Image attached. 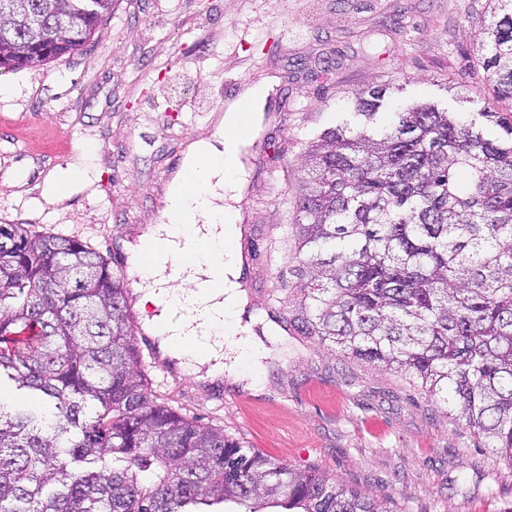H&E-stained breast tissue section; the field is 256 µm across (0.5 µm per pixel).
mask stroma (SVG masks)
<instances>
[{"label": "stroma", "instance_id": "obj_1", "mask_svg": "<svg viewBox=\"0 0 512 512\" xmlns=\"http://www.w3.org/2000/svg\"><path fill=\"white\" fill-rule=\"evenodd\" d=\"M492 0H113L90 43L60 61L0 69V224L75 236L128 271L127 243L167 221L168 190L226 101L273 83L233 199L262 350L225 342L238 381L202 385L144 356L158 400L297 469H316L395 512H512V466L412 376L300 335L303 263L292 236L305 154L351 119L355 95L475 113L471 73ZM83 179L46 204L58 169Z\"/></svg>", "mask_w": 512, "mask_h": 512}]
</instances>
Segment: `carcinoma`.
<instances>
[{"label": "carcinoma", "instance_id": "obj_1", "mask_svg": "<svg viewBox=\"0 0 512 512\" xmlns=\"http://www.w3.org/2000/svg\"><path fill=\"white\" fill-rule=\"evenodd\" d=\"M481 24L486 136L433 103L356 121L311 146L297 200L305 336L413 376L512 465V0ZM112 0H11L0 69L81 50ZM124 277L82 240L0 224V512H392L157 401Z\"/></svg>", "mask_w": 512, "mask_h": 512}]
</instances>
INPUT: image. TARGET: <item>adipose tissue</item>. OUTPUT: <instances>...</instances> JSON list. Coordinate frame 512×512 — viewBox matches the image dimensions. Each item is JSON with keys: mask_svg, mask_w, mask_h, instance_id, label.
Masks as SVG:
<instances>
[{"mask_svg": "<svg viewBox=\"0 0 512 512\" xmlns=\"http://www.w3.org/2000/svg\"><path fill=\"white\" fill-rule=\"evenodd\" d=\"M270 92L268 86L247 87L242 95L228 104L219 134L197 142L185 160V177L175 182L167 202L168 221L153 224L130 245V264L141 294L140 303L158 307L162 298L176 304H195V313L179 325L157 329L155 318H146V331L156 332L162 358L183 361L191 351L190 336L208 331L220 336L237 332L239 311L245 303L244 291L238 282L240 258L227 242L236 233V209L218 204L212 183L223 184L225 190L238 192L245 175L243 150L248 139L240 129L245 112L261 111ZM154 253L158 261L148 265L144 253ZM193 257L191 266L180 272L165 271V260L178 256ZM224 261V300L210 305L194 301L193 283L204 267L216 259Z\"/></svg>", "mask_w": 512, "mask_h": 512, "instance_id": "1", "label": "adipose tissue"}]
</instances>
